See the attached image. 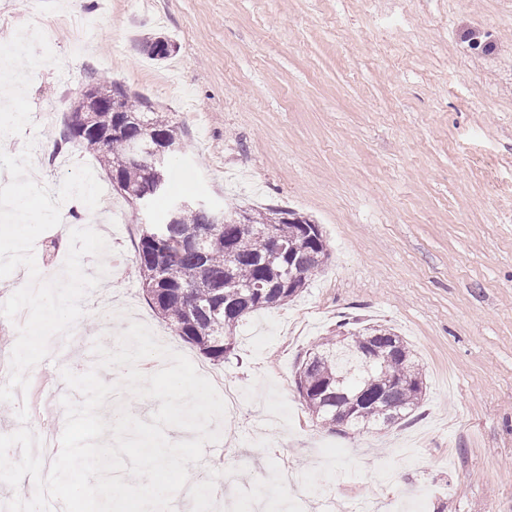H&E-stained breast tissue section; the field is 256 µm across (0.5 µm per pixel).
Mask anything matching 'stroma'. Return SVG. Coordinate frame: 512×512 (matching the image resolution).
<instances>
[{"label":"stroma","mask_w":512,"mask_h":512,"mask_svg":"<svg viewBox=\"0 0 512 512\" xmlns=\"http://www.w3.org/2000/svg\"><path fill=\"white\" fill-rule=\"evenodd\" d=\"M0 0V48L21 92L0 141L53 147L90 78L115 80L171 113L183 149L170 194L215 208H294L320 224L329 258L285 305L238 328L209 362L148 304L135 264L149 211L113 191L112 210L63 217L50 242L104 223L111 276L86 310L79 372L94 343L115 349L130 322L222 374L241 395L220 423L250 488L288 459L313 490L305 512L376 491L401 512H512V0ZM61 19L58 40L16 50L28 9ZM175 41L161 63L148 37ZM390 326L427 390L409 420L339 433L295 387L305 353L337 321Z\"/></svg>","instance_id":"stroma-1"}]
</instances>
